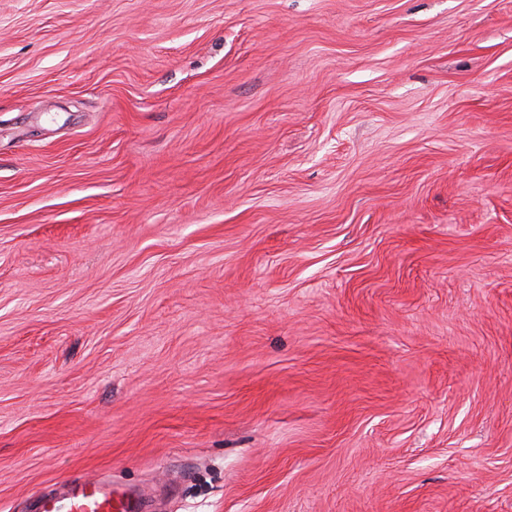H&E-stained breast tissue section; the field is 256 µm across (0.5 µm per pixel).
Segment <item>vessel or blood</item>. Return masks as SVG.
<instances>
[{"mask_svg": "<svg viewBox=\"0 0 512 512\" xmlns=\"http://www.w3.org/2000/svg\"><path fill=\"white\" fill-rule=\"evenodd\" d=\"M41 512H134L133 503L93 478L71 481L66 494L44 501Z\"/></svg>", "mask_w": 512, "mask_h": 512, "instance_id": "obj_1", "label": "vessel or blood"}]
</instances>
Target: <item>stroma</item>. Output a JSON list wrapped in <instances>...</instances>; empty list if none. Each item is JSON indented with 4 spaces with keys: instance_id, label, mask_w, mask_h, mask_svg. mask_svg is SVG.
<instances>
[{
    "instance_id": "35a3bbf8",
    "label": "stroma",
    "mask_w": 512,
    "mask_h": 512,
    "mask_svg": "<svg viewBox=\"0 0 512 512\" xmlns=\"http://www.w3.org/2000/svg\"><path fill=\"white\" fill-rule=\"evenodd\" d=\"M512 512V0H0V512ZM42 512H133V503L116 495L94 478L75 479L66 494L58 499L45 500Z\"/></svg>"
}]
</instances>
